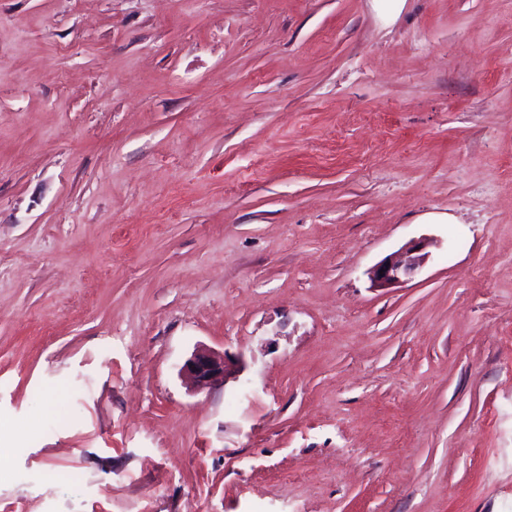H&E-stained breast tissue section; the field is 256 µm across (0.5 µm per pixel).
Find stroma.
Returning a JSON list of instances; mask_svg holds the SVG:
<instances>
[{
  "label": "stroma",
  "mask_w": 512,
  "mask_h": 512,
  "mask_svg": "<svg viewBox=\"0 0 512 512\" xmlns=\"http://www.w3.org/2000/svg\"><path fill=\"white\" fill-rule=\"evenodd\" d=\"M0 512H512V0H0ZM428 242L412 241L388 255L367 272L371 287L390 288L415 277L424 266ZM240 371L238 357L207 348L196 349L181 368L190 386L198 390L224 386L230 379H236Z\"/></svg>",
  "instance_id": "1"
}]
</instances>
